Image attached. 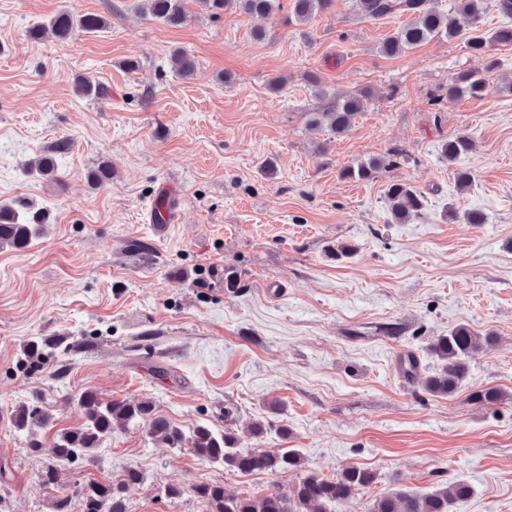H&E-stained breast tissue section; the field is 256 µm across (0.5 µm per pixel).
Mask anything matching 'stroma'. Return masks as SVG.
<instances>
[{
  "label": "stroma",
  "instance_id": "1",
  "mask_svg": "<svg viewBox=\"0 0 512 512\" xmlns=\"http://www.w3.org/2000/svg\"><path fill=\"white\" fill-rule=\"evenodd\" d=\"M140 2L0 0V201L51 211L30 247L0 250L8 512H51L55 492L39 473L56 432L81 425L71 399L86 390L151 400L186 430L223 428L232 403L242 447L300 449L306 470L329 478L351 466L375 472L376 483L336 512H367L382 493L445 481L473 489L449 512H512V45L493 47L498 67L483 94L438 104L441 88L482 72L485 60L445 38L381 54L404 17L363 20L354 0H334L297 25L290 0L267 18L235 8L216 18L183 0L188 21L173 28L143 18ZM64 7L102 15L108 27L69 43L27 38ZM178 48L194 56L193 76L173 68ZM134 57L139 68L125 69ZM312 75L328 93L367 94L344 136L310 127L322 106ZM81 76L104 84L107 98L79 97ZM275 79L284 82L277 93ZM460 133L477 142L461 161L473 174L463 190L440 155ZM60 141L69 144L62 183L29 175L28 160ZM396 149L407 161L376 180L338 176ZM103 159L112 179L92 186L86 173ZM396 179L426 195L403 224L384 200ZM470 210L484 222L467 223ZM134 240L150 253H131ZM340 243L354 253L336 258ZM228 270L240 272L239 287H227ZM270 287L283 297H267ZM459 323L495 342L471 357L454 394L431 395L400 375L408 353L422 377L434 372L429 344ZM54 335L73 352L39 371L22 365L29 339ZM488 387L498 402L475 399ZM22 403L56 418L36 453L9 423ZM258 422L266 431L251 437ZM130 467L144 480L126 512H208L192 490L201 481L258 498L299 478L231 471L131 429L113 433L92 464L67 466L60 483H105ZM172 485L179 497L167 496Z\"/></svg>",
  "mask_w": 512,
  "mask_h": 512
}]
</instances>
